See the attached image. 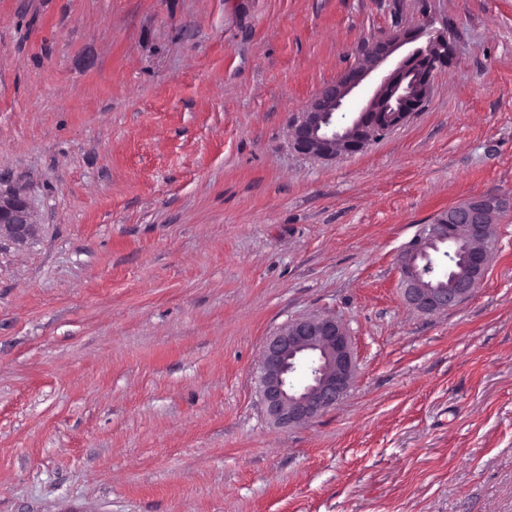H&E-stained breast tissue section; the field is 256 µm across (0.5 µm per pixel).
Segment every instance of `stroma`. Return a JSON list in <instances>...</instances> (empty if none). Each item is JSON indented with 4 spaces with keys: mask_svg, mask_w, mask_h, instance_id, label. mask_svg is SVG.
<instances>
[{
    "mask_svg": "<svg viewBox=\"0 0 512 512\" xmlns=\"http://www.w3.org/2000/svg\"><path fill=\"white\" fill-rule=\"evenodd\" d=\"M434 19L425 106L325 161L289 125L372 38ZM0 512H512V208L428 315L397 257L512 201V0H0ZM329 315L344 400L296 427L261 349ZM511 203L498 196H478L469 198L461 203L448 206V209L441 212L447 216L448 223L431 224L425 234L415 235L398 254V269L400 272L401 289L405 301L416 310L430 314L438 311L451 309L466 300L475 284L484 278L488 269V258L490 250L486 246L490 224H494L501 213L489 217L496 210H506ZM440 214V215H441ZM444 224H453L462 231L465 241V257L463 269L455 274L449 288H433L422 282L432 285L448 284V278L453 271L458 270L463 260V240L458 238L455 229H450ZM449 233V234H448ZM450 240L448 245H440L438 250L427 249L429 257L422 260L416 269V257L423 249L426 242L441 241L443 238ZM443 249L448 256V275L445 276L438 271L434 264V257ZM421 275L419 274V272ZM34 214L28 204L18 198H13L0 206V237H6L15 244L24 245L33 239L38 231V225L33 224ZM9 224L22 226L28 224L25 233L22 236L14 234V230Z\"/></svg>",
    "mask_w": 512,
    "mask_h": 512,
    "instance_id": "35a3bbf8",
    "label": "stroma"
}]
</instances>
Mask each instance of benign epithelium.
Wrapping results in <instances>:
<instances>
[{
    "label": "benign epithelium",
    "mask_w": 512,
    "mask_h": 512,
    "mask_svg": "<svg viewBox=\"0 0 512 512\" xmlns=\"http://www.w3.org/2000/svg\"><path fill=\"white\" fill-rule=\"evenodd\" d=\"M435 21L400 27L373 41L367 55L327 84L293 120L291 137L304 154L335 159L365 150L382 132L404 124L428 100L434 75L448 64V29ZM369 90L349 126L328 129L331 115L361 88ZM512 203L498 196H478L445 210L448 223L462 231L463 269L447 288L422 282L416 257L427 242L448 238V227L432 224L415 235L398 254L405 301L430 314L466 300L488 269L489 217ZM28 204L13 198L0 205V224H31ZM260 396L266 416L280 427L305 424L346 397L356 371L352 340L345 325L332 316H309L286 323L266 340L260 354Z\"/></svg>",
    "instance_id": "7a95c632"
}]
</instances>
